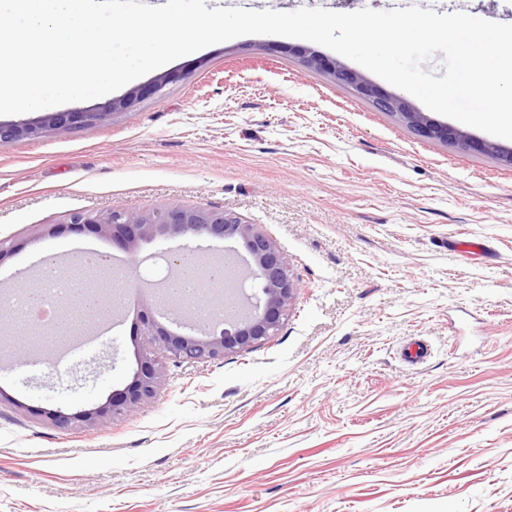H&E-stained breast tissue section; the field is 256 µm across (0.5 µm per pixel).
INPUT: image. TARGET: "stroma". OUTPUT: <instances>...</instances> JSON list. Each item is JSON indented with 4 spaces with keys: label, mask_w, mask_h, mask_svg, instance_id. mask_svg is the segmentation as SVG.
Listing matches in <instances>:
<instances>
[{
    "label": "stroma",
    "mask_w": 512,
    "mask_h": 512,
    "mask_svg": "<svg viewBox=\"0 0 512 512\" xmlns=\"http://www.w3.org/2000/svg\"><path fill=\"white\" fill-rule=\"evenodd\" d=\"M418 5L512 24V0H206L354 12ZM320 44L244 35L168 63L185 80L106 122L0 143V295L44 255L110 237L76 210H227L271 235L297 278L278 334L221 360L153 349L163 377L132 413L80 414L150 347L153 254L112 342L65 377L0 352V512H512V166L417 135L303 66ZM482 243L464 257L455 243ZM151 348V347H150ZM74 415L65 427L50 415Z\"/></svg>",
    "instance_id": "obj_1"
}]
</instances>
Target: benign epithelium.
Wrapping results in <instances>:
<instances>
[{"mask_svg":"<svg viewBox=\"0 0 512 512\" xmlns=\"http://www.w3.org/2000/svg\"><path fill=\"white\" fill-rule=\"evenodd\" d=\"M309 69L327 75L339 87H350L356 95L372 103L377 109L397 115L417 134L432 140L449 143L462 151L496 153L512 166V150H499L494 145L473 140L455 127L440 124L416 111L405 100L393 96L381 87L360 77L337 61H331L313 52L302 56ZM184 79L180 71L166 73L141 87L129 90L122 97L97 110L52 112L23 123L0 122V143L18 139L38 140L58 130H72L106 121L117 109L133 107L141 99L153 96L166 85ZM71 232H89L109 235L112 243L134 256L131 271L140 268L137 259L141 245L157 239L173 240L190 236L206 241L242 242L248 259L238 271L239 289L252 281L258 284L260 294L246 295L247 309L241 316L224 319V328L202 336L170 331L155 323L152 312L144 310L143 322L152 327L154 342L171 356L195 361L218 360L226 355L247 351L277 335L288 316L294 300L297 282L277 243L257 231L234 213L207 211L193 207L160 206L144 214L121 211L98 213L75 211L67 220L50 227L53 235L60 227ZM161 379V366L153 354L143 351L138 356L137 369L131 383L112 393L106 404L94 412L81 415L85 422L93 423L106 415H120L136 410L155 393Z\"/></svg>","mask_w":512,"mask_h":512,"instance_id":"1","label":"benign epithelium"}]
</instances>
